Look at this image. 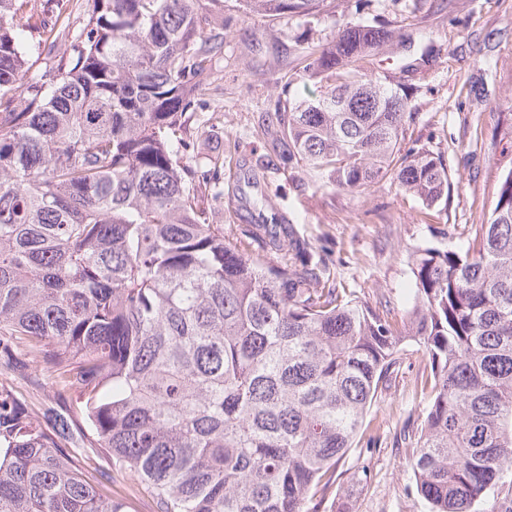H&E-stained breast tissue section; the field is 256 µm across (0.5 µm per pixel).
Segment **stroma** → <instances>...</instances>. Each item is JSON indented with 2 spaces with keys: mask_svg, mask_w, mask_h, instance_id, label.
Instances as JSON below:
<instances>
[{
  "mask_svg": "<svg viewBox=\"0 0 512 512\" xmlns=\"http://www.w3.org/2000/svg\"><path fill=\"white\" fill-rule=\"evenodd\" d=\"M394 30V46L362 61L364 71L411 95L406 147L442 155L450 185L445 208L423 217L415 197L384 181L361 193L314 188L288 168L267 132L268 117L289 98L318 93L304 72L306 51L332 44L347 26ZM207 117H187V138L199 154L224 156V223L249 229L253 202L285 215L298 235L336 267L342 284L389 296L398 311L412 303L407 254L456 241L492 205L502 165L512 162V0H325L322 13L266 18L245 14L241 0H224V51L207 78ZM258 187L244 180L249 170ZM426 360L411 353L366 416L358 445L336 465V496L350 512H428L413 481L411 450L403 440L424 407L419 384ZM0 383L34 407L63 410L53 379L32 355L0 366ZM75 463L100 480L130 489L128 512H153L147 485L121 474L111 458L73 445Z\"/></svg>",
  "mask_w": 512,
  "mask_h": 512,
  "instance_id": "1",
  "label": "stroma"
}]
</instances>
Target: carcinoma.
<instances>
[{
	"label": "carcinoma",
	"instance_id": "carcinoma-1",
	"mask_svg": "<svg viewBox=\"0 0 512 512\" xmlns=\"http://www.w3.org/2000/svg\"><path fill=\"white\" fill-rule=\"evenodd\" d=\"M70 52L32 72L20 13L51 54L69 25L0 0V362L39 357L84 414L0 388V512H125L71 465L80 441L152 488L155 512H326L336 463L408 348L427 359L411 443L430 512L512 504V167L461 241L409 255L411 307L372 306L283 218L239 233L209 203L224 160L184 118L224 47V2L86 0ZM309 14L320 0H244ZM395 38L349 26L308 55L320 93L272 117L312 186L390 179L427 211L448 168L402 151L410 94L358 69ZM347 109L336 111V100ZM263 233L267 253L251 244Z\"/></svg>",
	"mask_w": 512,
	"mask_h": 512
}]
</instances>
